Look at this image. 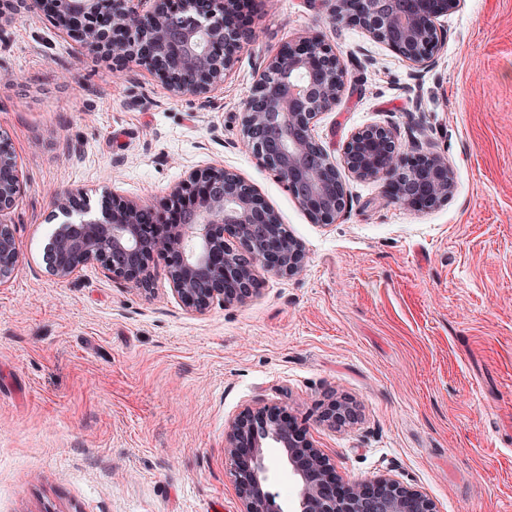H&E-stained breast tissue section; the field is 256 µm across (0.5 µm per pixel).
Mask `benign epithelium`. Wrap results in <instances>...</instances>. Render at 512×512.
Instances as JSON below:
<instances>
[{"mask_svg": "<svg viewBox=\"0 0 512 512\" xmlns=\"http://www.w3.org/2000/svg\"><path fill=\"white\" fill-rule=\"evenodd\" d=\"M338 24L364 29L414 64L429 62L441 47L437 20L458 0H327ZM103 0H30L37 13L85 50L112 62L115 71L145 66L179 97L201 96L224 83L250 28V0H112V20L100 21ZM344 92L343 66L320 36L283 44L244 104L246 143L258 162L282 183L314 224H333L348 205L341 174L312 133L314 119L336 106ZM348 171L381 180L404 207L431 210L448 202L456 181L441 153L399 151L392 132L370 126L343 147ZM23 182L14 151L0 140V213L10 208ZM165 212L111 196L91 214L81 190L52 194L64 217L48 247L49 269L60 280L96 263L112 278L152 289L151 259L159 257L183 306L203 314L214 304L242 303L260 292L258 273L302 272L301 243L281 224L260 193L222 166L188 172L173 187ZM19 261L15 229L0 224V286ZM345 399L323 406L320 421L349 422ZM287 456L302 482L305 512H438L422 491L386 475L347 481L275 405L244 410L224 438L243 512H270L263 441Z\"/></svg>", "mask_w": 512, "mask_h": 512, "instance_id": "1", "label": "benign epithelium"}]
</instances>
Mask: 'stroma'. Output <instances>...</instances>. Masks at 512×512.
<instances>
[{
	"mask_svg": "<svg viewBox=\"0 0 512 512\" xmlns=\"http://www.w3.org/2000/svg\"><path fill=\"white\" fill-rule=\"evenodd\" d=\"M417 66L325 0H253L252 37L223 86L177 98L141 66L114 72L30 7L0 14V134L24 189L0 221L21 259L0 288V512H241L224 437L245 408L283 407L339 475L387 474L439 512H512V0H461ZM305 32L344 65L313 135L335 164L355 131L444 154L447 204L414 211L341 173L348 205L311 223L245 145L243 103L267 60ZM239 173L305 252L242 304L188 312L155 260L150 291L89 264L44 261L49 192L92 211L117 193L162 207L187 172ZM355 418L321 423L323 404ZM281 512L301 486L267 448Z\"/></svg>",
	"mask_w": 512,
	"mask_h": 512,
	"instance_id": "35a3bbf8",
	"label": "stroma"
}]
</instances>
